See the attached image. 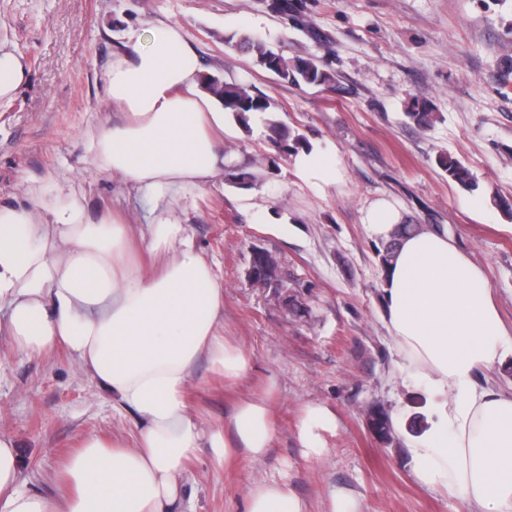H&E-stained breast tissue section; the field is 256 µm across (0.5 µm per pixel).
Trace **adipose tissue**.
I'll return each mask as SVG.
<instances>
[{
	"label": "adipose tissue",
	"mask_w": 512,
	"mask_h": 512,
	"mask_svg": "<svg viewBox=\"0 0 512 512\" xmlns=\"http://www.w3.org/2000/svg\"><path fill=\"white\" fill-rule=\"evenodd\" d=\"M107 73L118 110L90 141L92 161L142 205L86 221L75 194L49 215L0 205V338L30 357L66 349L81 371L137 421L132 441L86 437L35 491L20 477L14 440L0 434V512H193L182 493L202 449L215 461L261 460L275 435L266 397L240 398L227 426L204 427L189 402L200 361L225 385L244 381L253 356L224 334V285L173 206L211 186L234 159L226 115L202 87L203 64L180 25L130 35ZM140 242L153 269L133 253ZM386 327L430 402L408 434L415 480L457 502L455 512H512V381L480 380L512 358L484 271L447 233L400 239L382 284ZM244 512H310L292 487L257 482Z\"/></svg>",
	"instance_id": "1"
}]
</instances>
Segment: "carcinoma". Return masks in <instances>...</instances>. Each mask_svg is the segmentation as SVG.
<instances>
[{"label": "carcinoma", "instance_id": "obj_1", "mask_svg": "<svg viewBox=\"0 0 512 512\" xmlns=\"http://www.w3.org/2000/svg\"><path fill=\"white\" fill-rule=\"evenodd\" d=\"M224 45L231 50L251 54L259 66L281 81L322 88H331L335 83V77L316 60L300 56L288 58L280 50L259 38L226 35ZM203 88L221 102L224 111L242 124L248 123L250 116L265 113L271 108L268 97L253 95L242 85L220 76L204 75ZM406 117L419 127L428 128L433 117L430 103L416 102L411 111L406 113ZM269 130L270 141L280 154H294L305 147L303 138L292 134L290 128L280 121H269ZM438 165L448 174L449 179L463 186L473 184L470 171L453 157L439 155ZM224 179L231 184L248 185L256 180V175L243 168L231 167L225 171Z\"/></svg>", "mask_w": 512, "mask_h": 512}]
</instances>
